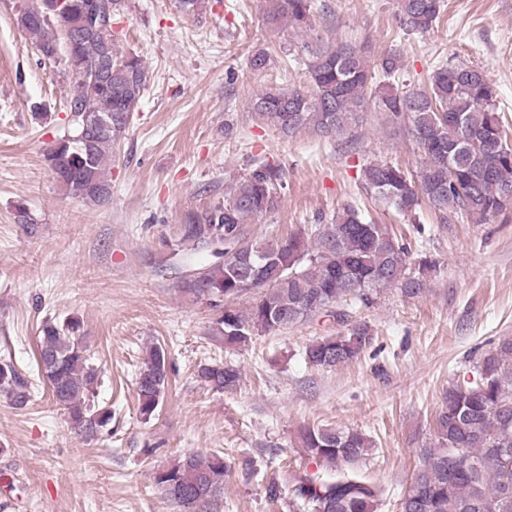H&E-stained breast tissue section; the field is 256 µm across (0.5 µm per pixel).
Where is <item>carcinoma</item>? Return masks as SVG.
Returning a JSON list of instances; mask_svg holds the SVG:
<instances>
[{"label": "carcinoma", "instance_id": "obj_1", "mask_svg": "<svg viewBox=\"0 0 512 512\" xmlns=\"http://www.w3.org/2000/svg\"><path fill=\"white\" fill-rule=\"evenodd\" d=\"M65 3L63 8L58 0H17V22L35 37L42 58L55 62L66 47L74 82L70 119L46 161L70 196L96 204L110 195L112 148L125 137L149 74L140 56L116 57L112 18L124 0ZM444 11L445 0H399L398 22L407 34L423 33ZM312 18V0H268L264 12L266 23L275 27L310 29ZM301 51L309 89L265 88L252 100L258 120L284 134L312 127L343 136L363 121L371 104L408 127L423 157L414 174L389 163H365L361 179L367 191L410 218L424 201L445 217L460 213L477 224L512 207L506 195L512 191V147L496 92L482 70L442 63L427 89L404 92L395 86L402 60L394 52L371 64L349 43H305ZM285 189L284 168L266 163L241 177L224 202L186 213L180 242L214 247L218 261L181 278L178 290L221 309L218 339L228 348L321 315L333 318L346 331L317 339L305 351L310 365L333 368L358 358L372 342L371 327L347 319V311L393 285L409 296L421 293L429 266L421 261L418 269L411 268V249L404 241L350 204L309 239L245 237L242 225L276 209ZM254 285L264 292L247 311L228 305ZM168 371L166 349L150 346L136 381L142 419L155 415ZM36 375L75 433L93 437L112 420V411L97 401L100 371L90 362L78 318L41 325ZM198 377L222 391L236 386L240 373L215 364L201 367ZM30 389L13 363L0 362V393L21 409ZM373 447L358 430L305 428L303 456L325 471L297 477L290 503L299 512H378L390 493L356 468ZM420 455L399 512H512V336L483 355L471 380L448 388L434 445ZM227 470L218 454L189 453L155 472L154 482L178 512H210L224 495Z\"/></svg>", "mask_w": 512, "mask_h": 512}]
</instances>
